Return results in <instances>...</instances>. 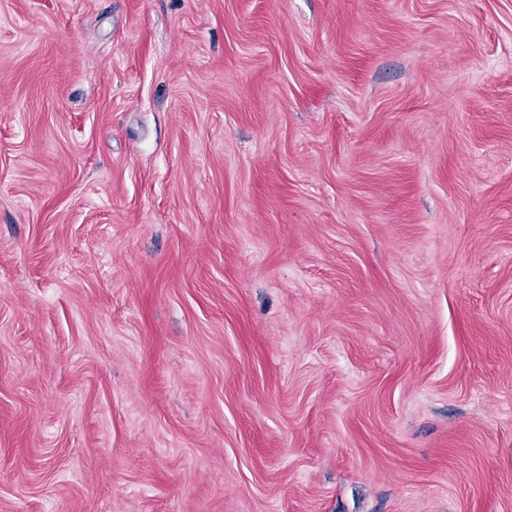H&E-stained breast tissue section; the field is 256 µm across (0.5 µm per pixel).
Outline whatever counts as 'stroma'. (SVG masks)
I'll use <instances>...</instances> for the list:
<instances>
[{
  "label": "stroma",
  "mask_w": 512,
  "mask_h": 512,
  "mask_svg": "<svg viewBox=\"0 0 512 512\" xmlns=\"http://www.w3.org/2000/svg\"><path fill=\"white\" fill-rule=\"evenodd\" d=\"M0 512H512V0H0Z\"/></svg>",
  "instance_id": "stroma-1"
}]
</instances>
